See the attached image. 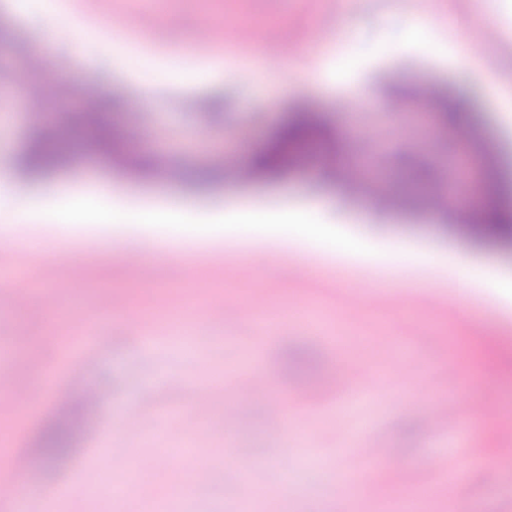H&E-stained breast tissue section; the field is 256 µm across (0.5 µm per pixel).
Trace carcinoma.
I'll return each instance as SVG.
<instances>
[{
    "instance_id": "1",
    "label": "carcinoma",
    "mask_w": 512,
    "mask_h": 512,
    "mask_svg": "<svg viewBox=\"0 0 512 512\" xmlns=\"http://www.w3.org/2000/svg\"><path fill=\"white\" fill-rule=\"evenodd\" d=\"M114 109L112 99L106 97L91 112L64 117L31 133L16 154L18 168L27 176L39 179L78 154H93L104 160L112 157L119 138L111 118ZM335 153L337 143L320 114L301 111L284 122L271 143L255 155L253 168L267 178H276L294 162L309 157L327 158ZM422 174L418 168H409L404 186L412 192L426 191L429 184L422 179ZM471 236L477 242L511 247L512 198L504 197L481 214ZM313 363V357L299 349L285 354V369L297 374L312 367ZM81 434V409L51 418L33 438L34 460L67 462L79 447Z\"/></svg>"
}]
</instances>
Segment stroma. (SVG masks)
I'll return each instance as SVG.
<instances>
[{
	"mask_svg": "<svg viewBox=\"0 0 512 512\" xmlns=\"http://www.w3.org/2000/svg\"><path fill=\"white\" fill-rule=\"evenodd\" d=\"M108 18L129 27L112 56ZM173 18V34L156 44L136 32ZM417 18L432 19L438 58L405 41ZM206 20L224 38L202 40L198 27ZM241 25L287 30L293 40L269 65L258 45L236 42ZM491 28L497 38L474 52L483 69L462 66L464 34ZM39 46L50 66L14 61ZM341 55L354 66L340 79ZM1 69L50 91L44 109L64 101L55 93L61 74L69 106L108 95L121 102V115L153 133L142 144L125 142L121 158L79 155L33 183L13 155L37 116L22 103L0 116V177L14 188L13 199L0 201V266L22 267L42 286L38 304L0 300V370L36 395L16 420L0 419L16 448L28 447L56 411L65 389L63 349L88 328L104 336L74 363L98 392L81 448L68 464L33 463L13 479L16 492L32 500L31 512H164L176 499L189 512H233L245 483L253 490L249 512H393L417 498L423 512H456L459 502L469 512H512V455L500 452L502 433L512 434V297L494 287L512 280V248L472 246L477 306L463 309L452 301L455 281L428 258L454 250L459 212L382 206L380 197L343 191L353 167L326 161L298 164L275 179L231 172L249 163L235 150L239 140L258 151L306 103L332 122L349 153L380 146L383 162L369 174L380 186L400 190L399 169L439 156L444 169L433 184L448 186L447 135L423 104L427 89L459 86L476 100L467 122L472 135L495 154L490 168L472 158L467 180L485 189L497 184L512 172V112L498 96L512 90V0H63L54 13L44 0H0ZM144 87L153 105H140ZM144 154L155 163L148 174L131 165ZM102 184L111 187L115 209L185 206L214 235L152 253L161 275L143 286L128 274V254L143 250L155 227L123 221L75 228L40 216ZM316 197L327 203L319 222L358 237L369 256L324 254L325 270L314 281L297 278L294 268L317 257L315 249L272 225L220 223L236 203L279 210ZM67 261L83 265V287H59L55 267ZM108 295L117 311H102ZM258 306L272 319L269 329L253 320ZM145 334L153 345L142 343ZM287 347L316 356L301 396L279 375ZM489 365L497 391L488 398ZM250 371L264 378L250 413L240 425L225 421L237 380ZM337 377L350 388L331 387ZM200 389L208 394L203 405L194 401ZM460 393L481 399L483 412L446 425L428 419L434 402ZM275 398L287 402V415L270 408ZM132 412L138 431H120ZM355 444L386 456L367 469L371 492L339 497L333 487L350 481L345 457ZM143 457L155 460L138 473L147 494L115 499L106 474ZM459 461L472 476L449 484L448 470ZM63 483L71 495L54 497Z\"/></svg>",
	"mask_w": 512,
	"mask_h": 512,
	"instance_id": "1",
	"label": "stroma"
}]
</instances>
